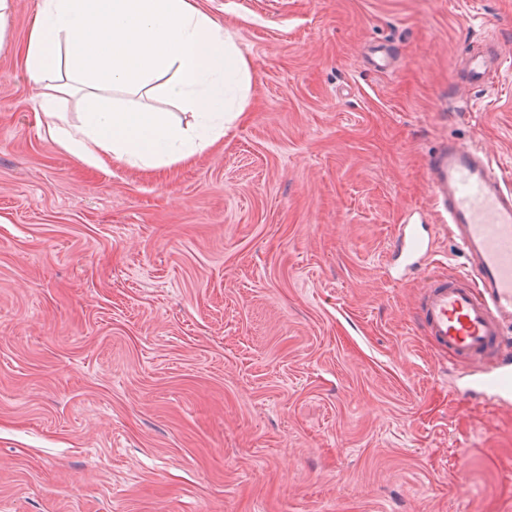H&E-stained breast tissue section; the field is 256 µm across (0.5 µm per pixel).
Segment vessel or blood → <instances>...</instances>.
<instances>
[{
	"instance_id": "b4317fda",
	"label": "vessel or blood",
	"mask_w": 512,
	"mask_h": 512,
	"mask_svg": "<svg viewBox=\"0 0 512 512\" xmlns=\"http://www.w3.org/2000/svg\"><path fill=\"white\" fill-rule=\"evenodd\" d=\"M506 53L493 43L467 52L462 73L483 86L499 73ZM432 198L466 259L453 277L427 279L419 305L434 343L469 368L474 393L512 405V186L472 143L448 139L425 163ZM429 252L421 227L403 223L392 255L405 269L422 268Z\"/></svg>"
}]
</instances>
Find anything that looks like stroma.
<instances>
[{"label": "stroma", "mask_w": 512, "mask_h": 512, "mask_svg": "<svg viewBox=\"0 0 512 512\" xmlns=\"http://www.w3.org/2000/svg\"><path fill=\"white\" fill-rule=\"evenodd\" d=\"M38 3L0 44V512H512V408L417 316L464 263L427 154L475 144L512 183V56L451 85L512 45V0H201L250 80L157 170L56 141L19 58ZM407 220L433 253L394 280ZM505 53L506 48L501 43L485 45L480 50L467 52L462 69L465 81L473 86L491 83L501 69Z\"/></svg>", "instance_id": "stroma-1"}]
</instances>
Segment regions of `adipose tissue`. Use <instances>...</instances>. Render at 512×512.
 <instances>
[{"mask_svg":"<svg viewBox=\"0 0 512 512\" xmlns=\"http://www.w3.org/2000/svg\"><path fill=\"white\" fill-rule=\"evenodd\" d=\"M21 63L44 89L43 110L71 83L86 88L80 125L53 134L94 165L157 168L195 156L224 135L227 91L249 81L245 58L196 0H41ZM124 92L161 93L196 122L184 128L126 105Z\"/></svg>","mask_w":512,"mask_h":512,"instance_id":"ef3b65f1","label":"adipose tissue"}]
</instances>
